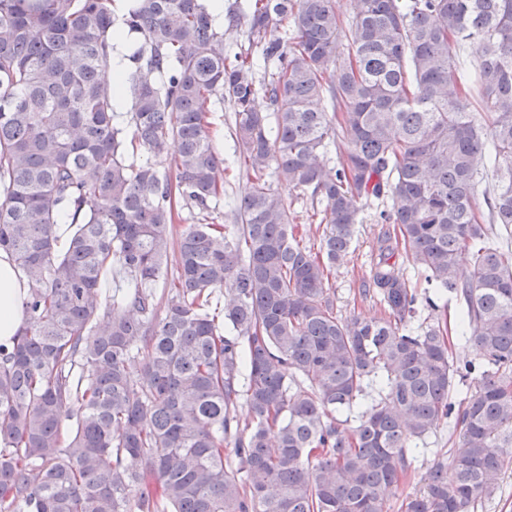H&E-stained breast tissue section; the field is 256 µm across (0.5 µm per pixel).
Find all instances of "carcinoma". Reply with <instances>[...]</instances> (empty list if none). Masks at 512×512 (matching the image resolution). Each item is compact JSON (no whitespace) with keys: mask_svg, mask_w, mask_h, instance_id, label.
Returning <instances> with one entry per match:
<instances>
[{"mask_svg":"<svg viewBox=\"0 0 512 512\" xmlns=\"http://www.w3.org/2000/svg\"><path fill=\"white\" fill-rule=\"evenodd\" d=\"M357 2L345 22L335 0H231L234 51L201 0H131L123 126L100 78L109 0H0V252L28 287L26 325L0 346V512H383L452 415L463 452L404 512H475L496 493L512 447V253L491 238L512 227V0ZM215 101L250 186L233 227L190 224L173 243L175 201L208 214L224 194ZM172 140L171 175L129 161ZM374 199L394 225L371 270L386 317L342 318L329 275ZM298 201L324 225L316 254ZM401 247L459 302L482 361L460 366L446 329L412 326L438 305L390 263ZM113 266L126 286L104 299ZM223 291L227 336L210 313Z\"/></svg>","mask_w":512,"mask_h":512,"instance_id":"1","label":"carcinoma"}]
</instances>
